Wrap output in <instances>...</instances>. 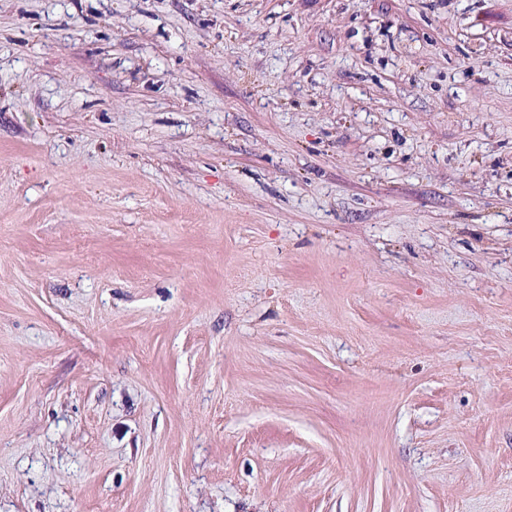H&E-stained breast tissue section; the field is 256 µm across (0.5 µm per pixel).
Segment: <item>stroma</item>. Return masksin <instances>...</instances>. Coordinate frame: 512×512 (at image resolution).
I'll return each instance as SVG.
<instances>
[{
  "label": "stroma",
  "instance_id": "stroma-1",
  "mask_svg": "<svg viewBox=\"0 0 512 512\" xmlns=\"http://www.w3.org/2000/svg\"><path fill=\"white\" fill-rule=\"evenodd\" d=\"M0 512H512V0H0Z\"/></svg>",
  "mask_w": 512,
  "mask_h": 512
}]
</instances>
